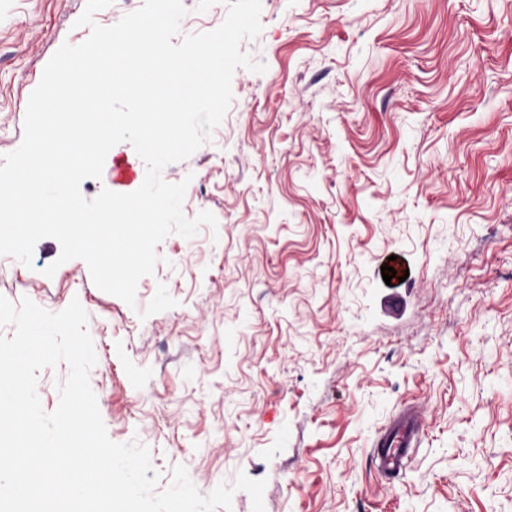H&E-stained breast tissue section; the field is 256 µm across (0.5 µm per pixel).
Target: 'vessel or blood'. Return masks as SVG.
Instances as JSON below:
<instances>
[{"instance_id": "obj_1", "label": "vessel or blood", "mask_w": 512, "mask_h": 512, "mask_svg": "<svg viewBox=\"0 0 512 512\" xmlns=\"http://www.w3.org/2000/svg\"><path fill=\"white\" fill-rule=\"evenodd\" d=\"M423 419L415 411H399L392 421L378 434L375 446V462L378 471L395 477L405 471L410 451L420 445Z\"/></svg>"}]
</instances>
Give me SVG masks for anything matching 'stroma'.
I'll return each instance as SVG.
<instances>
[{
    "label": "stroma",
    "mask_w": 512,
    "mask_h": 512,
    "mask_svg": "<svg viewBox=\"0 0 512 512\" xmlns=\"http://www.w3.org/2000/svg\"><path fill=\"white\" fill-rule=\"evenodd\" d=\"M182 3L184 36L228 13ZM85 7L0 0V157ZM260 22L241 49L265 72L237 69L211 139L162 171L216 227L161 241L132 307L51 237L0 256V296L79 300L108 436L148 447L159 488L181 465L204 494L265 481V512H512V0H261ZM145 174L123 142L80 192ZM161 283L175 307L139 317ZM409 405L420 446L388 478L373 442Z\"/></svg>",
    "instance_id": "obj_1"
}]
</instances>
